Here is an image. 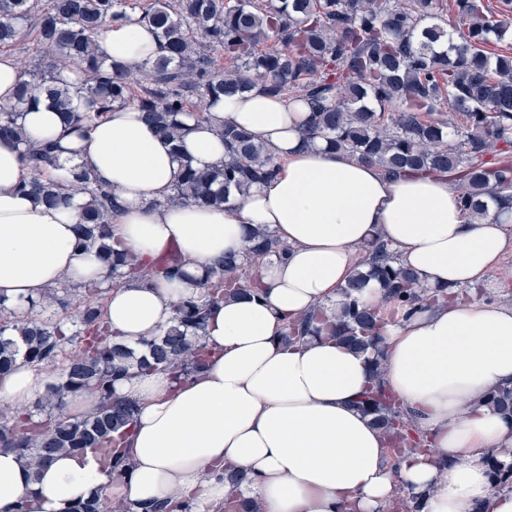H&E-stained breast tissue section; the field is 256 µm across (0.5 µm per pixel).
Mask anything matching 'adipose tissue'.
<instances>
[{
    "label": "adipose tissue",
    "mask_w": 512,
    "mask_h": 512,
    "mask_svg": "<svg viewBox=\"0 0 512 512\" xmlns=\"http://www.w3.org/2000/svg\"><path fill=\"white\" fill-rule=\"evenodd\" d=\"M100 47L116 62L149 63L161 41L145 23H115ZM210 117L183 142L196 167L223 162L212 132L222 122L256 134L279 165L274 180L225 207L173 201L175 150L136 106L115 108L80 134L49 103L25 109L26 136L59 145V165L46 177L82 165L118 196L113 241L149 269L177 252L188 274L131 275L112 287L105 316L117 341L135 349L168 326L172 302L200 295L195 277L238 253L248 229L273 230L288 253L257 267L260 297L211 308L203 336L211 357L198 375L178 382L157 370L115 382L117 397L139 405L122 441L132 461L125 473L87 449L34 474L2 448L0 512L23 501L32 512H70L101 488L129 512L166 500L216 512L239 499L260 512H382L402 487L420 495L422 512H512V491L495 490L486 463L494 449L512 462V420L479 402L494 387H512V308L459 294L512 248V224L492 213L474 219L447 177L391 179L323 145L302 147L309 109L301 102L251 91L224 97ZM30 173L21 145L0 138V296L23 305L64 277L76 287L106 283L99 257L76 246L84 197L65 209L37 204L19 189ZM375 237L426 287L448 292L447 302L384 327V387L426 438L424 450L397 459L356 407L370 383L366 355L316 336L281 340L287 320L336 297L356 252ZM52 381L17 361L0 374V400L32 408ZM231 467L247 471L249 483L232 485Z\"/></svg>",
    "instance_id": "1"
}]
</instances>
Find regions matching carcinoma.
Masks as SVG:
<instances>
[{
	"instance_id": "1",
	"label": "carcinoma",
	"mask_w": 512,
	"mask_h": 512,
	"mask_svg": "<svg viewBox=\"0 0 512 512\" xmlns=\"http://www.w3.org/2000/svg\"><path fill=\"white\" fill-rule=\"evenodd\" d=\"M39 2L0 0V45L16 43L27 28L46 50L35 69L22 70L18 106L0 108V138L17 140L32 165L20 191L48 205H67L77 194L87 197L76 225L78 246L96 251L114 274L122 267L143 278L153 272L141 269L133 253L111 244L118 208L113 189L79 166L67 169L61 182L43 178L44 167L57 166V146L28 140L20 118L23 108L44 98L76 132L114 107L133 103L159 134L179 142L190 131L185 119L206 124L210 108L224 96L256 87L307 105L305 147L323 144L348 153L390 178L418 170L446 174L461 182L460 202L474 216H484L486 198L501 212L512 210V53L487 50L512 25L481 0H455L462 24L457 32L442 24L436 0H154L139 15L163 41L162 53L150 64H108L100 50L106 27L134 21L136 6L129 0H48L44 7ZM272 38L279 45L259 48ZM217 53L232 66L218 68ZM70 67L82 75L75 94L85 101L83 111L73 108L69 89L58 78ZM193 100L199 102L196 111L189 109ZM447 105L459 119L445 118ZM213 131L224 140L227 159L198 169L188 156L177 154L180 173L172 200L219 207L230 188L244 194L277 173L274 157L255 135L229 123ZM287 251L273 231H247L241 255L206 270L199 282L205 293L176 301L173 324L143 341L149 362L114 339L99 285L76 288L64 281L29 304L25 314L0 298V372L20 354L43 368L55 363L67 344L86 343L36 402L43 419L33 420L31 411H0V448L13 449L35 469L59 453L85 448L97 449L115 467L129 465L116 449L121 438L114 434L131 424L137 407L114 396L112 383L136 369L163 368L177 380L200 372L209 356L202 342L209 307L256 291L250 270L263 258ZM370 279L382 285L384 294L381 302L367 306L360 295ZM338 295L336 313L328 314L320 304L303 320L286 323L282 340L328 336L357 350L373 348L371 385L359 407L402 454L420 444V437L382 384L385 367L376 332L388 309L435 306L448 292L423 287L396 252L376 238L363 248ZM45 304L63 311L76 304L79 312L70 322L41 321L32 310ZM89 389L99 395L97 412L68 416L67 399ZM484 402L512 419V388L496 387ZM72 512L127 510L107 502L99 490L78 500Z\"/></svg>"
}]
</instances>
